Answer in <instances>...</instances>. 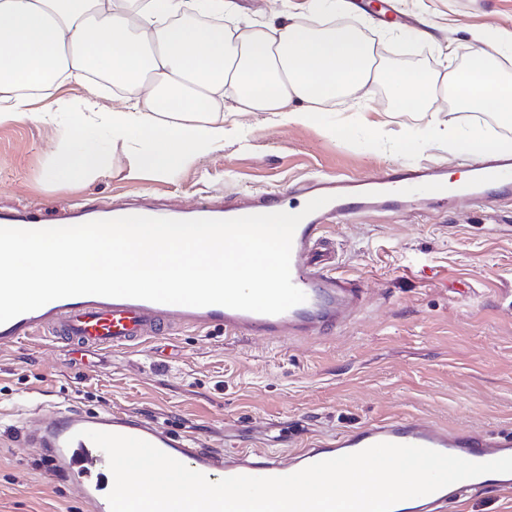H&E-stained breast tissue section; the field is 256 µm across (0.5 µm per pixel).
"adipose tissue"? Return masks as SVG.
<instances>
[{
	"instance_id": "obj_1",
	"label": "adipose tissue",
	"mask_w": 512,
	"mask_h": 512,
	"mask_svg": "<svg viewBox=\"0 0 512 512\" xmlns=\"http://www.w3.org/2000/svg\"><path fill=\"white\" fill-rule=\"evenodd\" d=\"M235 13L234 0H142L135 10L126 0H0V123H63L50 171L59 184L108 171V158L88 143L99 129L130 147L132 166L167 174L235 135L225 112H276L285 123L318 127L336 98L365 103L378 86L392 107L424 120L402 148L438 144L467 156L512 149L436 115L443 98L452 111L477 109L512 126V80L487 51L512 47L510 31H472L465 70L441 73L386 68L373 40L306 26L286 0L275 18L225 27ZM92 76L125 90L121 104L61 98L54 110L34 109L38 92Z\"/></svg>"
}]
</instances>
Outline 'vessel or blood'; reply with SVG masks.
I'll use <instances>...</instances> for the list:
<instances>
[{
	"instance_id": "obj_1",
	"label": "vessel or blood",
	"mask_w": 512,
	"mask_h": 512,
	"mask_svg": "<svg viewBox=\"0 0 512 512\" xmlns=\"http://www.w3.org/2000/svg\"><path fill=\"white\" fill-rule=\"evenodd\" d=\"M469 171L468 180L455 191L443 187L448 180L447 170L433 166L389 167L369 178L316 175L299 182L292 190L293 195L325 196L329 202L307 215L294 232L291 278L306 299L283 313L267 315L222 305L193 307L133 298L74 296L0 323V347L16 346L47 334L52 340H63L81 349L132 351L177 326L201 332L219 330L228 338L318 339L329 335L361 306L365 290L359 280L337 272L336 251L325 234L327 226L366 214H409L424 207L444 211L461 192L476 203L512 199V155L471 161ZM283 200V192L267 190L207 195L187 207L132 208L77 202L59 216L57 223L71 226L134 214L180 220L230 219L279 211ZM45 224L40 209L33 205L0 211V227L40 229ZM89 430L148 441L169 456L188 462L190 469L213 482L237 475L286 476L313 463L383 442L426 447L475 463L512 456V432L461 431L402 416L312 440L305 448L286 456L264 448L227 456L209 449L197 436L174 432L159 417L142 418L131 411L90 412L65 407L47 416L34 417L23 429L24 441L40 448L53 474L63 476L77 487L81 502L90 512H110V506L98 479L100 471L108 466V457L86 438ZM482 486L512 493V474L488 473L466 479L434 493L401 501L393 512H442Z\"/></svg>"
}]
</instances>
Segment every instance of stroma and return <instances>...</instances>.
I'll return each instance as SVG.
<instances>
[{
  "instance_id": "35a3bbf8",
  "label": "stroma",
  "mask_w": 512,
  "mask_h": 512,
  "mask_svg": "<svg viewBox=\"0 0 512 512\" xmlns=\"http://www.w3.org/2000/svg\"><path fill=\"white\" fill-rule=\"evenodd\" d=\"M415 36L351 7L304 23L344 22L381 42L386 61L440 72L465 64L476 28L512 31V0H398ZM366 130L348 99L328 119L336 137L240 113L222 149L165 176L130 175L127 151L99 131L112 168L60 185L49 178L59 134L30 122L0 124V207L38 205L53 219L71 204L127 201L190 205L203 192L287 190L314 174L365 176L386 166L433 163L461 170L442 145L401 152L394 141L421 123L376 89ZM339 272L366 299L346 326L322 339L248 338L178 328L134 352L74 351L49 340L0 351V512H86L77 489L51 476L39 449L13 433L25 409L76 405L168 419L216 446L295 450L312 434L347 431L400 415L456 430L512 431V200L459 203L414 216L376 213L335 224Z\"/></svg>"
}]
</instances>
